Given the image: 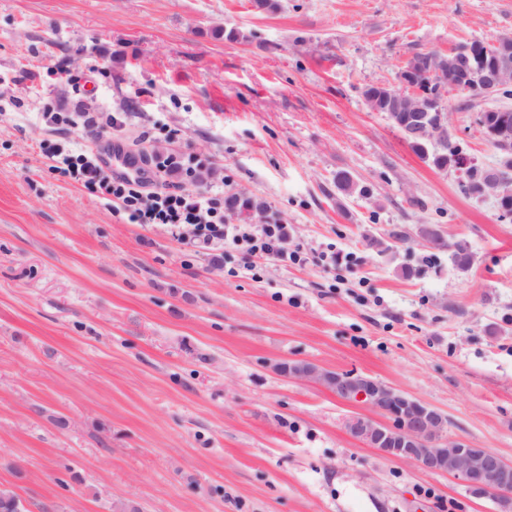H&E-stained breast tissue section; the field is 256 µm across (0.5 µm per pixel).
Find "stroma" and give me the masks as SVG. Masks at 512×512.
I'll use <instances>...</instances> for the list:
<instances>
[{
  "label": "stroma",
  "mask_w": 512,
  "mask_h": 512,
  "mask_svg": "<svg viewBox=\"0 0 512 512\" xmlns=\"http://www.w3.org/2000/svg\"><path fill=\"white\" fill-rule=\"evenodd\" d=\"M504 34L512 0H0V489L24 512H501L366 447L346 423L371 408L277 367L380 380L512 460V221L361 97L414 53ZM59 64L126 115L95 150L195 155L254 202L231 222L285 225L301 262L253 273L229 248L215 268L51 174L41 112L81 97ZM459 104L453 141L496 164L494 99Z\"/></svg>",
  "instance_id": "obj_1"
}]
</instances>
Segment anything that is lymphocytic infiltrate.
Here are the masks:
<instances>
[{"label":"lymphocytic infiltrate","instance_id":"1","mask_svg":"<svg viewBox=\"0 0 512 512\" xmlns=\"http://www.w3.org/2000/svg\"><path fill=\"white\" fill-rule=\"evenodd\" d=\"M50 122L59 130L82 128L91 139L111 137L124 125L121 116L103 112H52ZM42 156L52 173L67 177L91 193L107 200L113 216L129 224L166 226L175 240L181 228L191 225V246L220 251L232 246L240 250L247 269L259 261H288L297 252L288 242L284 225L231 224L225 218L222 191L198 186L199 165L183 153L161 155L146 152L132 173L111 174L99 154L91 148L76 152L60 140H44Z\"/></svg>","mask_w":512,"mask_h":512}]
</instances>
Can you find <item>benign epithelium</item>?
I'll use <instances>...</instances> for the list:
<instances>
[{"label":"benign epithelium","mask_w":512,"mask_h":512,"mask_svg":"<svg viewBox=\"0 0 512 512\" xmlns=\"http://www.w3.org/2000/svg\"><path fill=\"white\" fill-rule=\"evenodd\" d=\"M436 79L437 91L417 88L420 76ZM512 78V36L502 35L488 43L474 40L457 45L444 56L429 52L412 59L399 70L397 83L367 84L363 100L375 91L386 93L388 120L404 139L415 146L440 144L450 136L446 91L466 88L482 94L499 90ZM486 135L502 151L512 150V115H501L486 127ZM484 178L476 196L492 195L500 215L512 214V182L501 178L497 168L483 167ZM279 371L291 378L314 382L345 403H363L387 422L354 416L347 422L350 434L387 458L414 464L431 473L463 479L477 498H490L502 509L512 507V462L486 448L448 436L447 416L433 406L366 376L324 368L309 361L284 363Z\"/></svg>","instance_id":"7a95c632"}]
</instances>
